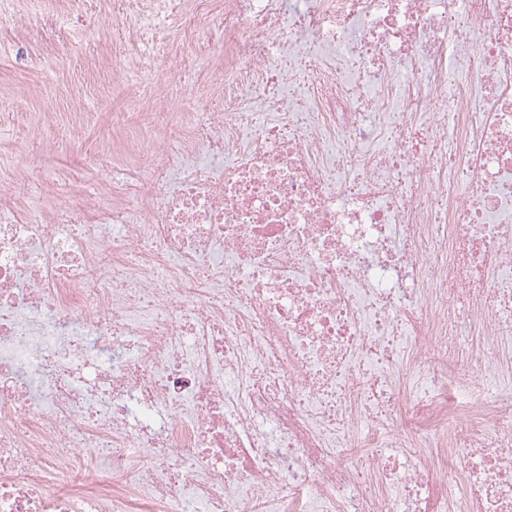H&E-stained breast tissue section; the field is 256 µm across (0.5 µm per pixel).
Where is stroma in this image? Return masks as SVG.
Here are the masks:
<instances>
[{
	"label": "stroma",
	"instance_id": "obj_1",
	"mask_svg": "<svg viewBox=\"0 0 512 512\" xmlns=\"http://www.w3.org/2000/svg\"><path fill=\"white\" fill-rule=\"evenodd\" d=\"M138 29L139 23L132 17H110L102 24H77L76 51L66 68L38 63L17 71L13 68L14 48L0 47V70L11 80L6 92L15 98L11 110L0 112V147L11 153L19 177L29 179L45 167H71L81 157L111 152L113 115L121 111L126 93L113 89L109 78L87 80V68L100 44L111 42L114 35L120 34L124 37L120 49H128L131 43L127 35ZM217 48L206 28H199L191 42L180 31H173L169 58L143 57V80L161 82L164 91L175 97L197 92L206 111H222L223 99L196 91L191 72L182 66L184 57L203 59ZM62 84L71 85L80 93L84 110L91 115L88 126L71 128L67 118L70 101L65 96L50 100L42 96L43 88Z\"/></svg>",
	"mask_w": 512,
	"mask_h": 512
}]
</instances>
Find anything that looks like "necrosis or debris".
<instances>
[{
	"mask_svg": "<svg viewBox=\"0 0 512 512\" xmlns=\"http://www.w3.org/2000/svg\"><path fill=\"white\" fill-rule=\"evenodd\" d=\"M183 3L100 7L164 56ZM193 3L223 111L0 163V512H512V0Z\"/></svg>",
	"mask_w": 512,
	"mask_h": 512,
	"instance_id": "4bbe7bcc",
	"label": "necrosis or debris"
}]
</instances>
